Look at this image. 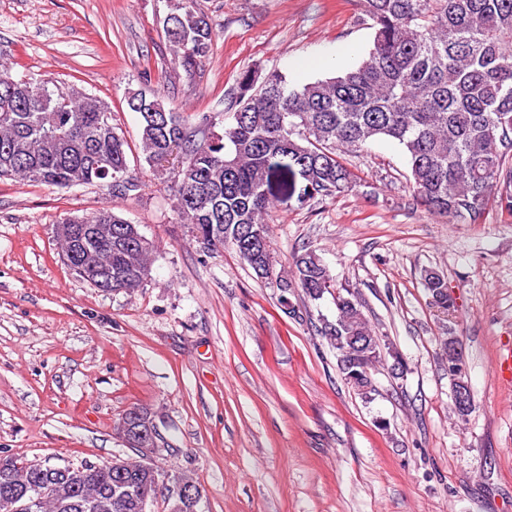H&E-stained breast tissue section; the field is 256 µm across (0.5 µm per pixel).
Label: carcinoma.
Masks as SVG:
<instances>
[{
    "label": "carcinoma",
    "mask_w": 512,
    "mask_h": 512,
    "mask_svg": "<svg viewBox=\"0 0 512 512\" xmlns=\"http://www.w3.org/2000/svg\"><path fill=\"white\" fill-rule=\"evenodd\" d=\"M373 43L355 67L301 85L273 70H246L224 94L232 122L212 131L213 116L188 117L148 88L131 95L140 115V147L153 172L167 179L188 241L216 251L230 246L256 277L284 293L296 286L310 302L334 298L336 317L322 319L320 334L336 350L344 380L369 401L372 372L388 362L406 366L399 351L377 336L362 304L335 280L322 259L304 249L291 277L277 272L269 218L277 195L273 182L296 176L298 201L307 203L349 190L357 175L342 155L385 138L407 156L414 204L459 224H476L489 203L512 214V0H360ZM163 28L174 59L191 72L211 51L216 34L192 0L168 14ZM107 105L76 85L49 87L0 65V178L50 187L105 184L129 196L138 184L127 176V142ZM180 154L178 166L163 162ZM82 224L95 227L98 257L120 268L110 292L131 295L143 287L158 244L110 209ZM423 280L431 303L445 315L454 308L443 275ZM440 338L448 375L457 358ZM38 485L43 501L29 512H140L138 497L157 500L138 462L125 475L91 473L89 462L52 465L13 458L0 472V512Z\"/></svg>",
    "instance_id": "cac0c4a2"
}]
</instances>
